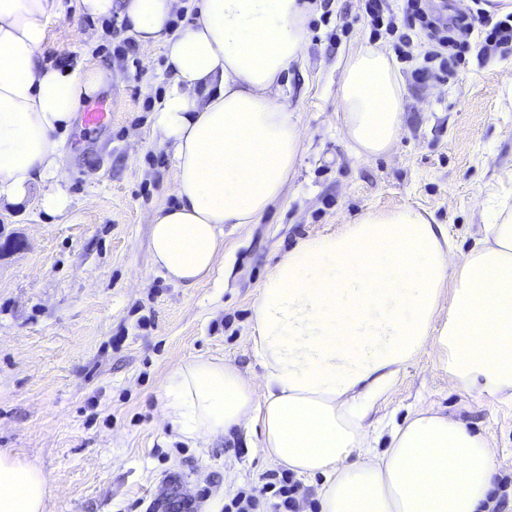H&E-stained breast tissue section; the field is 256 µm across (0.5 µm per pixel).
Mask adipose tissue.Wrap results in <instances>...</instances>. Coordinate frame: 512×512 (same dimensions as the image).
<instances>
[{
  "label": "adipose tissue",
  "mask_w": 512,
  "mask_h": 512,
  "mask_svg": "<svg viewBox=\"0 0 512 512\" xmlns=\"http://www.w3.org/2000/svg\"><path fill=\"white\" fill-rule=\"evenodd\" d=\"M181 0H124L143 48L163 42L173 79L156 113L178 205L151 217L155 266L172 280L210 279L224 227L254 224L299 162L301 129L278 97L303 54L310 0H198L181 32ZM62 0H0V201L59 177L81 102L111 74L40 65ZM336 100L355 155L388 154L402 131L404 85L389 54L348 57ZM451 288L447 319L438 312ZM261 385L235 366L196 358L174 367L160 414L206 445L259 422L267 457L321 477L319 512H479L493 485L489 440L432 409L388 431L375 402L433 345L449 380L512 404V211L479 225L458 251L446 225L412 207L368 210L336 233L298 241L263 282L254 310ZM49 481L0 449V512H48Z\"/></svg>",
  "instance_id": "obj_1"
}]
</instances>
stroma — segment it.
<instances>
[{
	"label": "stroma",
	"instance_id": "obj_1",
	"mask_svg": "<svg viewBox=\"0 0 512 512\" xmlns=\"http://www.w3.org/2000/svg\"><path fill=\"white\" fill-rule=\"evenodd\" d=\"M39 55L44 65L102 66L112 123L73 124L62 158L64 212L42 206L43 183L19 206L0 205V448L38 464L50 512H168L182 501L221 512L225 497L276 467L259 424L201 446L158 412L169 371L196 357L229 362L260 381L254 307L274 266L302 238L340 231L365 210L412 206L447 225L459 250L492 207L512 205V53L483 48L473 31L449 81L415 83L398 63L405 98L401 135L388 155L355 156L341 129L336 89L345 60L374 37L363 0H316L303 56L284 76L283 101L298 115L299 165L284 194L254 224L224 227V262L206 282H171L155 268L152 214L175 206V168L159 144L155 112L171 75L162 45L127 58V31L111 17L79 14L63 0ZM435 408L486 436L496 475L508 478L512 512V407L478 399L448 379L425 346L376 405L382 426Z\"/></svg>",
	"mask_w": 512,
	"mask_h": 512
}]
</instances>
